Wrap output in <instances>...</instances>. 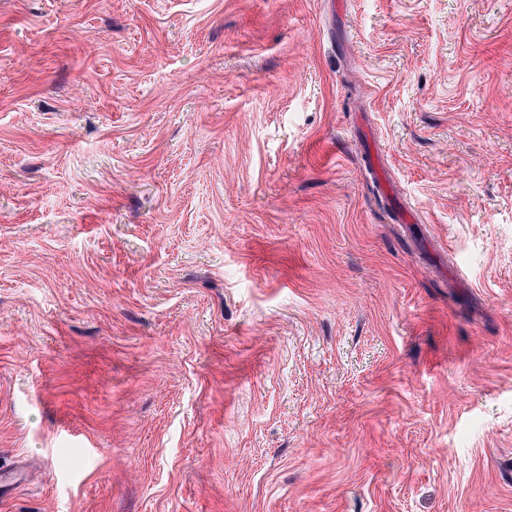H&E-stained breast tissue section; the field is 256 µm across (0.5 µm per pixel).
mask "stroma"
I'll return each instance as SVG.
<instances>
[{"mask_svg": "<svg viewBox=\"0 0 512 512\" xmlns=\"http://www.w3.org/2000/svg\"><path fill=\"white\" fill-rule=\"evenodd\" d=\"M4 479L512 512V0H0Z\"/></svg>", "mask_w": 512, "mask_h": 512, "instance_id": "1", "label": "stroma"}]
</instances>
